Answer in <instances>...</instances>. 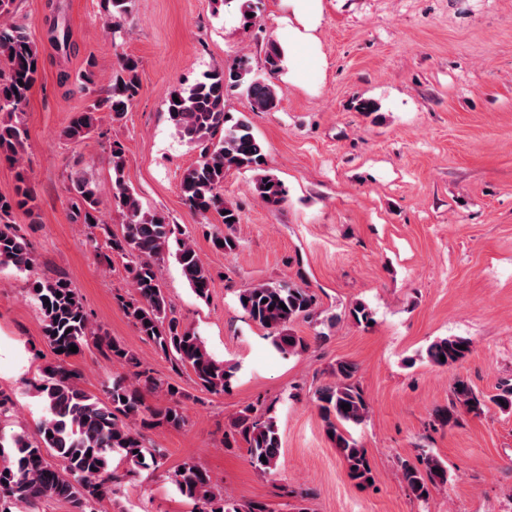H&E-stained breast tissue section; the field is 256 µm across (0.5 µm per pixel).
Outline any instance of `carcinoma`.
Wrapping results in <instances>:
<instances>
[{
  "mask_svg": "<svg viewBox=\"0 0 512 512\" xmlns=\"http://www.w3.org/2000/svg\"><path fill=\"white\" fill-rule=\"evenodd\" d=\"M14 9L15 0H0V159L17 164L25 138L20 114L41 78V60L36 43L21 26L2 22ZM48 39L56 49L66 50L68 27L54 23L48 30ZM283 59L282 48L274 41L269 42L264 58L269 76L280 72ZM95 68V62L89 60L78 74L82 89L96 85ZM251 73L248 59L241 58L203 74L187 89L172 90L166 101L176 133L200 148L199 159L181 177L184 202L200 216L213 212L219 216L227 233L215 236L212 243L226 252L237 248L235 232L240 224L239 208L224 200L221 193L226 171L252 172L254 192L270 207L281 206L287 196L283 183L272 173L267 153L252 126L225 111V90L240 86L245 87L254 111L271 112L278 107L279 86L267 79L253 78ZM138 90L139 63L126 57L121 60L104 103L118 118L127 111ZM99 109L100 104L94 103L74 113L62 136L74 143L89 138L99 129ZM108 159L114 175L112 202L125 218V224L121 235H108L107 246L132 259V295L121 301L122 310L175 368L190 370L200 388L220 394L228 387L234 367L216 359L201 336L176 316L161 288L159 270L165 260L174 259L201 300L209 297L212 276L190 239L175 235L174 225L164 214L144 211L135 190L125 184L126 155L120 142H112ZM18 181L14 194L0 195V266H12L23 272L31 268L33 256L15 218L20 212L32 214L35 198L27 184L26 171H19ZM70 191L75 221L105 223L98 184L78 176L71 180ZM32 293L40 306L44 337L60 353L58 361L47 366L35 384L46 408L39 426L40 440L32 442L23 433L8 442L0 439V512H9L8 503H25L36 509L43 499L64 501L71 512H94L95 504L116 495L126 477L139 469L159 465L164 451L146 446L145 431L163 425L183 426V394L155 377L120 342L99 334L68 280L37 281ZM237 299L249 318L266 330L267 338L279 353L298 355L308 348L306 340L294 333L291 325L317 313V296L309 288L292 280L257 283L239 289ZM349 315L361 325L373 321L371 308L363 302L356 303ZM91 339L105 347L112 358L134 368L130 375H117L104 385V401L82 387L79 372L66 362L72 355L70 346L81 349ZM471 347L468 338L447 336L429 344L426 359L437 367H452L471 352ZM358 372L357 364L336 361L333 380L316 388L313 402L325 434H333L329 441L344 462L349 479L365 486L373 478L372 468L366 450L348 431L349 426L362 424L369 414V402L359 384ZM146 392L164 393L167 403L156 408L146 405ZM489 402L503 412H512V384L503 385L488 398L469 381L457 378L452 383L448 405L435 409L433 425H456L465 414H481ZM343 404L350 405V409L343 410ZM240 442L246 445L248 461L254 469L265 475L275 474L280 459L277 425L256 405L239 411L225 433V447ZM46 450L53 453L58 466L48 464ZM115 454L127 465L125 470L112 466ZM182 467L181 471L174 470L171 481L182 495L199 505L198 512H268L262 502H241L225 495L198 464L185 462ZM399 478L409 496L425 502L432 490L448 483V469L440 459L426 455L415 462L401 461Z\"/></svg>",
  "mask_w": 512,
  "mask_h": 512,
  "instance_id": "1",
  "label": "carcinoma"
}]
</instances>
